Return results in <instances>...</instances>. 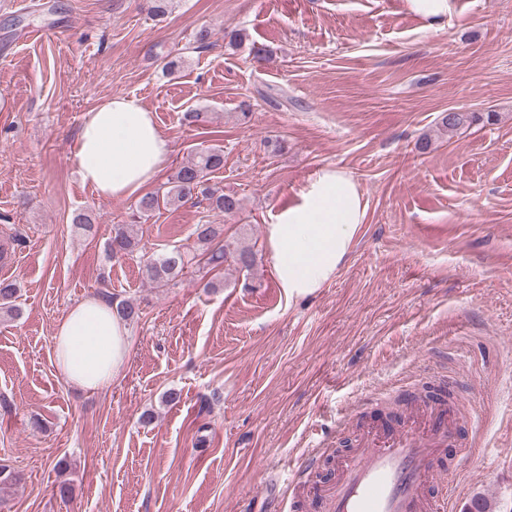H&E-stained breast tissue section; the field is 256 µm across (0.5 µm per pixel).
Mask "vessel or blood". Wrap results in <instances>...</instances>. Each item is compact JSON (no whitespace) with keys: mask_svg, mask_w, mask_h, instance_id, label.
<instances>
[{"mask_svg":"<svg viewBox=\"0 0 512 512\" xmlns=\"http://www.w3.org/2000/svg\"><path fill=\"white\" fill-rule=\"evenodd\" d=\"M446 415L428 429L364 439L343 462L344 477L328 495L330 512H436L426 494L432 459L446 444Z\"/></svg>","mask_w":512,"mask_h":512,"instance_id":"vessel-or-blood-1","label":"vessel or blood"}]
</instances>
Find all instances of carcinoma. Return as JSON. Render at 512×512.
Segmentation results:
<instances>
[{"instance_id":"cac0c4a2","label":"carcinoma","mask_w":512,"mask_h":512,"mask_svg":"<svg viewBox=\"0 0 512 512\" xmlns=\"http://www.w3.org/2000/svg\"><path fill=\"white\" fill-rule=\"evenodd\" d=\"M476 121L473 112H448L440 119L441 127L453 133L466 128ZM224 167V152L220 148H208L200 152L196 159L179 167L171 178L156 191L143 196L138 202V212L148 216L160 206H179L199 197L207 200L213 210L226 214H234L240 208L239 199L224 193V190L212 186L208 175ZM224 233L218 224H197L193 235L197 242L204 246L206 264L218 268L228 259L248 268L253 265L254 254L247 247L230 249L229 245L217 242ZM138 248V241L125 228L117 227L114 235L107 244V250L112 257H124L133 254ZM194 257L187 251L177 247L167 249L149 257L142 266V277L148 283L157 287L176 284L177 278L188 273L193 265ZM17 288L14 284L0 281V312L8 316L19 315V309L14 304ZM22 480L18 471L0 465V492H6Z\"/></svg>"}]
</instances>
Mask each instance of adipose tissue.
Returning a JSON list of instances; mask_svg holds the SVG:
<instances>
[{
	"mask_svg": "<svg viewBox=\"0 0 512 512\" xmlns=\"http://www.w3.org/2000/svg\"><path fill=\"white\" fill-rule=\"evenodd\" d=\"M171 143L140 99L113 95L89 110L75 157L81 181L101 197H129L154 182ZM367 218V203L353 176L323 167L301 192L299 204L281 210L266 242L281 288L305 296L335 277ZM131 341L124 321L103 298L73 305L57 324L53 358L73 387L100 391L121 377Z\"/></svg>",
	"mask_w": 512,
	"mask_h": 512,
	"instance_id": "obj_1",
	"label": "adipose tissue"
}]
</instances>
